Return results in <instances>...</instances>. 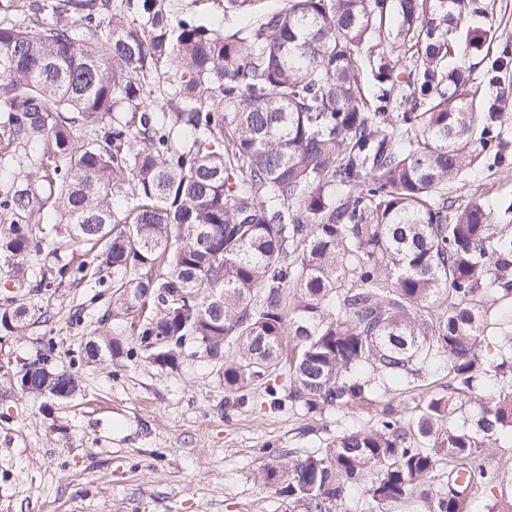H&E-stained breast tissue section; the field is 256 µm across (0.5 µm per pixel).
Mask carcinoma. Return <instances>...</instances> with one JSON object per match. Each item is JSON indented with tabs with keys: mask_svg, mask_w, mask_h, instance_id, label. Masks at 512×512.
I'll use <instances>...</instances> for the list:
<instances>
[{
	"mask_svg": "<svg viewBox=\"0 0 512 512\" xmlns=\"http://www.w3.org/2000/svg\"><path fill=\"white\" fill-rule=\"evenodd\" d=\"M471 0H287L221 30L167 0H0V143L27 166L0 185V261L54 239L112 271V311L153 363L224 368L235 402L372 423L259 480L288 512H512V103L475 112L482 49L455 39ZM371 81L361 82L364 65ZM506 44L486 60L494 83ZM468 196L448 202V182ZM498 211L503 223L493 222ZM16 296L0 330L24 328ZM86 354L119 356L97 334ZM446 382L436 385V378ZM70 395L50 358L23 377ZM423 384L406 418L390 394ZM448 461V477L439 474ZM485 175V189L489 191V195L512 193V167L487 172Z\"/></svg>",
	"mask_w": 512,
	"mask_h": 512,
	"instance_id": "cac0c4a2",
	"label": "carcinoma"
}]
</instances>
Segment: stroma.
Instances as JSON below:
<instances>
[{
    "label": "stroma",
    "instance_id": "stroma-1",
    "mask_svg": "<svg viewBox=\"0 0 512 512\" xmlns=\"http://www.w3.org/2000/svg\"><path fill=\"white\" fill-rule=\"evenodd\" d=\"M479 4L468 29L512 44V0ZM70 255L49 241L0 262V299L24 295L33 312L22 331L0 333V512H286L257 478L263 449L285 462L324 447L340 432L336 414L227 408L224 371L203 357L164 367L139 348L88 357L94 334L124 335L121 321L105 317L110 284L66 281L26 294L16 286L24 270L50 272ZM48 345L53 366L79 382L72 397L21 385Z\"/></svg>",
    "mask_w": 512,
    "mask_h": 512
}]
</instances>
